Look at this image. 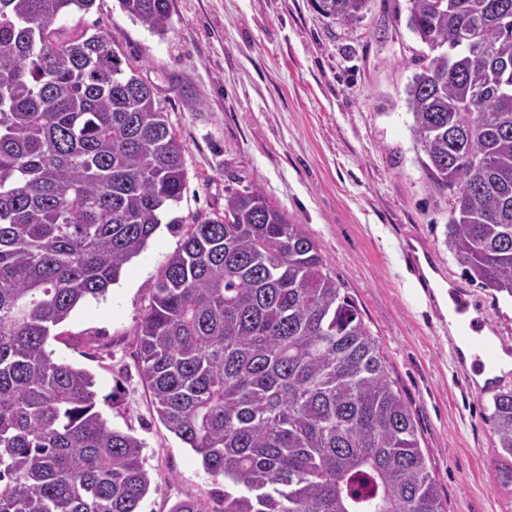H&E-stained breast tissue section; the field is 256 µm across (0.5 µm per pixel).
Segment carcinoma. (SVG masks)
Here are the masks:
<instances>
[{
	"mask_svg": "<svg viewBox=\"0 0 512 512\" xmlns=\"http://www.w3.org/2000/svg\"><path fill=\"white\" fill-rule=\"evenodd\" d=\"M368 0H319L341 22ZM406 88L453 253L512 298V0H410ZM96 0H0V512H138L142 442L96 410L53 329L103 296L182 198L184 146ZM162 36L170 0H118ZM478 32L461 40L459 22ZM483 57L479 65L476 55ZM161 421L224 478L221 512H445L410 410L317 244L255 189L193 224L138 328ZM493 431L512 457V390Z\"/></svg>",
	"mask_w": 512,
	"mask_h": 512,
	"instance_id": "obj_1",
	"label": "carcinoma"
}]
</instances>
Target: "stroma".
Returning <instances> with one entry per match:
<instances>
[{
  "label": "stroma",
  "mask_w": 512,
  "mask_h": 512,
  "mask_svg": "<svg viewBox=\"0 0 512 512\" xmlns=\"http://www.w3.org/2000/svg\"><path fill=\"white\" fill-rule=\"evenodd\" d=\"M409 0H369L344 23L315 0H171L165 37L134 23L117 0L64 21L108 33L125 67L151 85L185 147L187 185L170 216L191 224L223 212L225 195L260 190L320 249L324 270L357 306L408 406L447 512H512L500 470L491 397L472 387L450 322L418 303L407 244L435 251L445 286L467 294L471 319L512 352V299L492 297L448 246L452 194L422 165L406 88L426 47ZM183 236L160 227L105 296L61 324L53 358L93 374L108 425L144 448L151 488L139 512L195 498L220 512L223 478L159 420L142 380L137 329L168 255Z\"/></svg>",
  "instance_id": "obj_1"
}]
</instances>
